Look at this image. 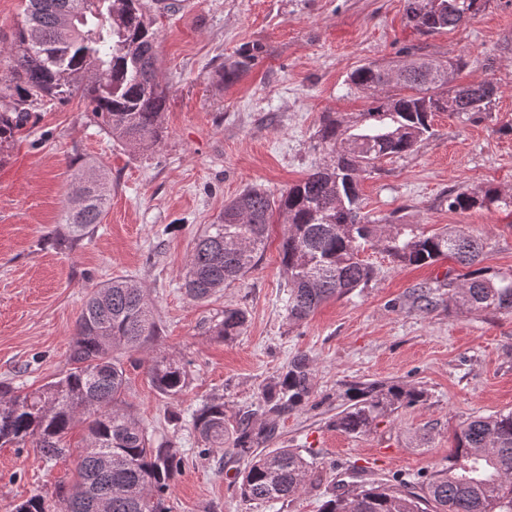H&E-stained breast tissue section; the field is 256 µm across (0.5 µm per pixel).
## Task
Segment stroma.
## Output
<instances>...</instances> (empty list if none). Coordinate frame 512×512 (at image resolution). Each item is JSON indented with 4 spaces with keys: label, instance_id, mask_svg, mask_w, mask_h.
Masks as SVG:
<instances>
[{
    "label": "stroma",
    "instance_id": "stroma-1",
    "mask_svg": "<svg viewBox=\"0 0 512 512\" xmlns=\"http://www.w3.org/2000/svg\"><path fill=\"white\" fill-rule=\"evenodd\" d=\"M160 2L151 17L169 93L164 140L144 151L114 143L74 98L33 108L0 164V385L23 394L66 374L86 297L130 277L153 303L161 332L138 354H123L126 399L153 438L182 450L172 512H319L313 492L287 506L241 499L234 481L244 462L228 457L216 468L198 455L191 425L213 400L230 416L256 404L300 353L312 365V394L276 418L273 447L295 449L336 483L354 465L379 481L446 466L463 422L512 409V315L465 313L444 297L428 310L411 304L413 289L460 273L454 260L399 267L367 249L375 270L368 287L300 323L286 309L282 224H271L258 268L217 298L192 300L182 278L194 236L227 201L251 186L280 194L318 162L313 135L323 114L368 111L370 95L349 85L350 71L414 55L467 59L456 83H496L495 107L470 119L437 113L429 139L361 176L364 211L427 231L462 228L484 241L483 266L512 272V210L461 213L447 203L450 192L478 186L512 194V0H490L466 27L431 34L408 24L404 0ZM242 59L247 68L224 79L225 67ZM87 165L107 173L109 205L93 231L58 245L73 176ZM227 306L246 311L248 322L224 341L207 328ZM157 356L189 368L176 398L159 394L146 374ZM371 382L415 384L426 398L359 437L333 428L346 389ZM77 462L75 453L43 459L29 443L0 447V512L34 495L58 512L57 489Z\"/></svg>",
    "mask_w": 512,
    "mask_h": 512
}]
</instances>
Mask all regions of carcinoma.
Instances as JSON below:
<instances>
[{"label": "carcinoma", "instance_id": "1", "mask_svg": "<svg viewBox=\"0 0 512 512\" xmlns=\"http://www.w3.org/2000/svg\"><path fill=\"white\" fill-rule=\"evenodd\" d=\"M489 0H405L408 23L421 32L467 25ZM146 0H24L23 24L9 49L11 70L0 79V164L29 108L45 99L86 102L112 139L131 148L160 143L168 91L159 80ZM73 19L70 27L62 18ZM464 58L432 56L395 81L383 67L365 63L349 82L372 95L373 107L350 120L325 115L315 133L322 158L299 182L275 197L246 188L194 240L182 288L194 301H208L254 271L264 254L273 215L283 218L281 266L287 278L288 317L301 322L325 301L368 285L373 267L361 258L377 247L401 266L431 265L451 258L467 268L455 279L412 292V304L433 306L434 292L448 289V304L466 312L512 314V274L480 266L482 246L456 227L427 234L416 224H379L362 211L361 174L387 156L414 151L430 135L436 113L473 117L491 109L498 88L491 82L450 86L448 76ZM77 201L67 210L72 233L100 223L107 203V174L86 166L77 175ZM512 208V195L485 186L448 195V209ZM247 314L224 308L210 327L230 340L242 333ZM159 336L152 302L137 283L115 278L86 299L69 354L71 368L41 388L10 394L0 389V447L31 442L47 459L68 452L65 434L75 417H89L76 478L63 496L64 512H171V480L181 449L154 440L126 401L128 377L114 356L138 350ZM147 372L168 398L187 387L186 366L156 357ZM309 358L298 354L286 372L264 386L256 408L231 420L224 403H206L192 415L201 441L198 454L215 448L246 460L241 496L258 503H285L320 486L315 462L292 448L266 450L275 437L274 418L311 396ZM425 391L405 383H369L348 390V405L332 420L337 430L361 436L399 408L420 403ZM341 489L328 485L320 512H512V410L477 417L459 427L448 466L422 481L392 477L366 482L351 475ZM14 512H47L34 495Z\"/></svg>", "mask_w": 512, "mask_h": 512}]
</instances>
